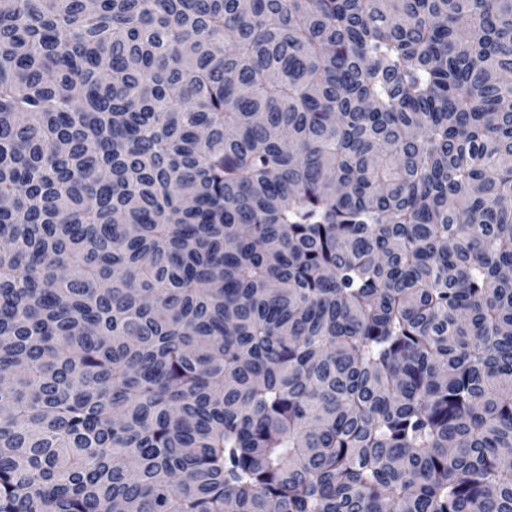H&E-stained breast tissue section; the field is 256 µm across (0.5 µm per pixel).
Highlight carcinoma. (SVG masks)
Returning <instances> with one entry per match:
<instances>
[{"label":"carcinoma","instance_id":"carcinoma-1","mask_svg":"<svg viewBox=\"0 0 512 512\" xmlns=\"http://www.w3.org/2000/svg\"><path fill=\"white\" fill-rule=\"evenodd\" d=\"M512 0H0V512H512Z\"/></svg>","mask_w":512,"mask_h":512}]
</instances>
